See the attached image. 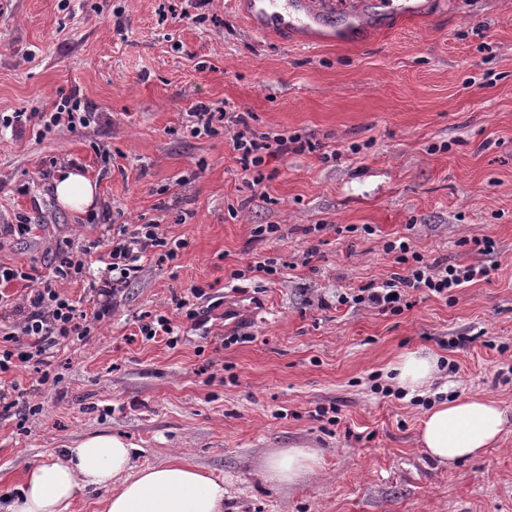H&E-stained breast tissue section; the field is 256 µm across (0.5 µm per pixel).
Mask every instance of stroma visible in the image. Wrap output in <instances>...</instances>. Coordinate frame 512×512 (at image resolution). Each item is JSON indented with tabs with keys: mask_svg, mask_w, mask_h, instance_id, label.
I'll return each mask as SVG.
<instances>
[{
	"mask_svg": "<svg viewBox=\"0 0 512 512\" xmlns=\"http://www.w3.org/2000/svg\"><path fill=\"white\" fill-rule=\"evenodd\" d=\"M169 2L0 0V114L70 95L95 114L43 137L0 126V225H34L0 239V264L47 273L110 221L157 218L187 242L84 341L54 349L57 384L18 368L43 411L27 434L0 418V501L32 464L108 432L136 465L178 457L223 478L224 512H512V425L441 465L417 441L423 407L381 392L389 365L423 348L455 365L450 393L512 415V0H310L323 20L282 33L255 27L249 0H209L200 24ZM200 103L323 149L267 158L253 186L228 135L187 130ZM67 162L96 181L95 208L57 203ZM261 224L280 230L255 237ZM398 237L459 265L492 238L493 271L449 301L411 293L398 315L338 304L400 272L383 250ZM259 258L282 273L250 271ZM194 286L222 300L205 327L182 323L173 348L139 336L140 315ZM233 333L252 340L223 346ZM296 447L319 450L314 476L263 478L269 451Z\"/></svg>",
	"mask_w": 512,
	"mask_h": 512,
	"instance_id": "35a3bbf8",
	"label": "stroma"
}]
</instances>
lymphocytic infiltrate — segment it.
<instances>
[{"instance_id":"f902f5d3","label":"lymphocytic infiltrate","mask_w":512,"mask_h":512,"mask_svg":"<svg viewBox=\"0 0 512 512\" xmlns=\"http://www.w3.org/2000/svg\"><path fill=\"white\" fill-rule=\"evenodd\" d=\"M189 117L192 136L229 134L236 163L251 175L256 186L264 181L262 168L267 157L302 153L312 148L310 142L296 135L256 132L245 112L200 104L192 109ZM35 118L44 132L49 133L58 128L74 131L88 127L95 115L83 111L80 99L70 96L58 102L53 112H39ZM91 246L102 251V266L97 272H89L73 255H63L41 276L39 287L18 301L2 293V286L31 280L32 275L23 268L0 264V417L17 418L23 426L39 415L40 406L26 400V388L12 381L11 373L26 364L44 366L54 348L84 341L96 322L111 316L117 294L142 270L144 262L174 263L186 243L181 239L168 240L160 221L150 219L133 226L107 225L105 235L92 241ZM384 249L393 255L395 263L402 265V273L362 288L358 294L339 296V304L365 303L382 313L398 314L408 307V296L413 291L450 298L453 290L489 276L490 268L484 259L493 254L495 242L488 237L475 240L474 252L481 260L466 266L427 262L406 238L386 241ZM62 281L87 282L92 309H83L78 301L61 292L58 284Z\"/></svg>"}]
</instances>
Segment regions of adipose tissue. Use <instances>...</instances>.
I'll return each mask as SVG.
<instances>
[{"mask_svg":"<svg viewBox=\"0 0 512 512\" xmlns=\"http://www.w3.org/2000/svg\"><path fill=\"white\" fill-rule=\"evenodd\" d=\"M57 202L83 211L95 203V182L75 168L58 171L53 181ZM393 382L415 392L433 386L440 373L437 356L424 350L405 353L390 366ZM505 410L494 400L466 395L436 403L421 422L419 441L440 464L474 458L496 445ZM130 443L96 433L64 448L61 455L31 467L0 512H69L88 492L100 493L101 512H224V481L173 459L138 468ZM320 456L313 448H284L265 456L267 479L294 485L314 474Z\"/></svg>","mask_w":512,"mask_h":512,"instance_id":"obj_1","label":"adipose tissue"}]
</instances>
